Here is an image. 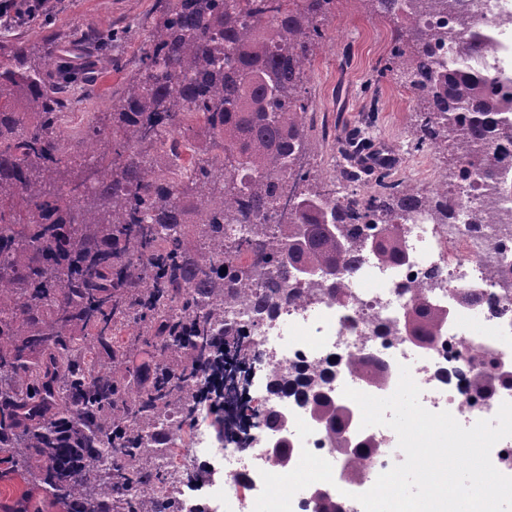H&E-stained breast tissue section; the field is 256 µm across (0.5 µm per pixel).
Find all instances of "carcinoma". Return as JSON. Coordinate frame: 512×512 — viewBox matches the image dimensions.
<instances>
[{
  "mask_svg": "<svg viewBox=\"0 0 512 512\" xmlns=\"http://www.w3.org/2000/svg\"><path fill=\"white\" fill-rule=\"evenodd\" d=\"M366 2L394 25L392 72L422 104L414 148L448 142L449 179L492 184L499 141L512 142V72L449 68L461 51L492 45L491 34L460 0ZM335 8L171 0L109 124L89 122L77 153L62 120L98 60L76 67L0 39V494L23 512H40L43 498L64 512H182L146 494L159 477L143 458L162 446L148 430L189 398L220 404L225 365L253 363L244 337L224 325V303L254 280L259 313L300 295L301 284L336 300L370 242L380 263L406 261L403 213L444 223L457 208L385 174L378 191H349L358 175L320 181L305 163L306 75ZM434 16L449 21L434 27ZM180 141L195 148L194 163L170 181ZM358 224L375 230L361 237ZM245 245L266 251V271L240 262ZM446 317L418 297L404 327L429 345ZM142 346L158 356L148 380L127 366ZM203 368L212 372L205 386L196 382ZM356 368L373 383L385 375L372 360ZM301 395L321 430L342 440L352 408ZM104 453L108 474L75 477Z\"/></svg>",
  "mask_w": 512,
  "mask_h": 512,
  "instance_id": "carcinoma-1",
  "label": "carcinoma"
}]
</instances>
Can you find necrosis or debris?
<instances>
[{
	"label": "necrosis or debris",
	"instance_id": "4bbe7bcc",
	"mask_svg": "<svg viewBox=\"0 0 512 512\" xmlns=\"http://www.w3.org/2000/svg\"><path fill=\"white\" fill-rule=\"evenodd\" d=\"M465 2L472 19L492 28L495 38L474 67L491 75L511 69L512 0ZM447 191L458 200L448 222L432 223L421 212L406 214L399 221L406 261L388 266L363 255L345 278L343 302L306 291L260 321L252 306L231 304L224 308L225 323L244 331L255 363L266 371H326L333 396H342L347 386L390 396L405 365L429 411L450 412L464 423L493 419L502 402L512 401V389L480 396L472 389V378L478 373L512 374V200L473 180L448 184ZM416 288L448 310L438 341L427 347L401 328ZM366 355L383 363L388 375L383 387L368 389L351 368V360ZM249 407L260 414L287 411L291 456L284 467L271 462L275 434L265 427L226 442L224 473L231 490L224 498L226 512H257L284 500L290 512H313L308 494L318 488L347 503L349 484L342 466L348 457L314 428L295 396L269 382L254 390ZM166 425L173 431L168 447L149 451L152 466L164 476L155 491L179 500L190 512L194 484L189 473L212 457L214 424L200 404L188 419L181 411L171 412ZM370 435L375 444L363 482L367 488L405 459L392 429L376 426ZM314 464L325 468L327 477L306 479L305 494L286 499L287 487Z\"/></svg>",
	"mask_w": 512,
	"mask_h": 512
}]
</instances>
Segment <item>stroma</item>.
I'll return each mask as SVG.
<instances>
[{
	"label": "stroma",
	"instance_id": "1",
	"mask_svg": "<svg viewBox=\"0 0 512 512\" xmlns=\"http://www.w3.org/2000/svg\"><path fill=\"white\" fill-rule=\"evenodd\" d=\"M48 5L53 20L39 29L34 43L50 44L56 56L69 52L73 63H81L82 53L72 49L70 37L93 26L125 33L111 63L95 73L92 92L78 96L68 114V134L74 138L88 122L106 123L112 100L137 77L144 35L161 21L162 6L159 0H48ZM392 38V24L367 13L362 0H339L307 76L314 101L308 161L320 178L343 164V149L356 141L367 156L388 154L385 170L395 180L428 189L448 170L450 154L412 148L420 103L384 69Z\"/></svg>",
	"mask_w": 512,
	"mask_h": 512
}]
</instances>
